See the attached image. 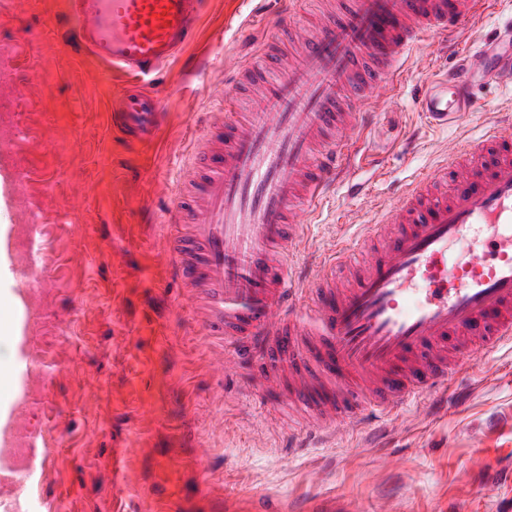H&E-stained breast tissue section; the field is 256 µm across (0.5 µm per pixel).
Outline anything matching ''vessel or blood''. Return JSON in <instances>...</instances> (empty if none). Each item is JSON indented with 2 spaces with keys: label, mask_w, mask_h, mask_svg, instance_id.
<instances>
[{
  "label": "vessel or blood",
  "mask_w": 512,
  "mask_h": 512,
  "mask_svg": "<svg viewBox=\"0 0 512 512\" xmlns=\"http://www.w3.org/2000/svg\"><path fill=\"white\" fill-rule=\"evenodd\" d=\"M485 0H336L308 29L305 0L285 22L299 44L269 40L236 83L263 99L210 113L206 146L188 159L162 257L193 292L207 336L230 354L272 337L270 373L293 376V398L335 435L383 423L445 392L462 364L512 344V116L455 141L416 175L377 223L343 240L304 278L293 256L310 212L353 152L380 102L418 51L447 41ZM208 0H67L66 35L94 60L149 82L197 40ZM512 73L473 46L453 74L422 85L436 128L462 121L479 84ZM157 92L124 97L112 123L145 139L161 123ZM261 374L249 387L269 382Z\"/></svg>",
  "instance_id": "vessel-or-blood-1"
}]
</instances>
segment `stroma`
<instances>
[{
	"mask_svg": "<svg viewBox=\"0 0 512 512\" xmlns=\"http://www.w3.org/2000/svg\"><path fill=\"white\" fill-rule=\"evenodd\" d=\"M65 0H0V175L19 212L38 220L43 265L38 310L23 337L45 377L21 389L9 433L35 437L40 477L0 498L33 499L39 512H512V346L467 365L448 382V405L425 401L393 423L386 447L367 429L324 443L306 439L288 412V379L270 395L243 387L262 355L221 376L226 351L206 336L188 288L159 264L181 162L201 145L198 116L261 44L287 40L284 0H211L198 40L166 67L158 91L165 120L128 143L110 113L132 84L65 42L53 25ZM512 27V0H494L456 36L457 48ZM450 55L426 44L393 102L378 106L357 152L381 170L356 168L364 198L330 187L296 262L314 266L370 223L382 202L431 170L472 124L430 127L421 84Z\"/></svg>",
	"mask_w": 512,
	"mask_h": 512,
	"instance_id": "stroma-1",
	"label": "stroma"
}]
</instances>
